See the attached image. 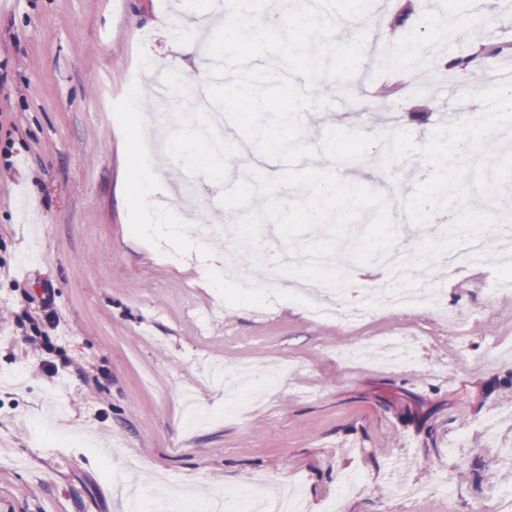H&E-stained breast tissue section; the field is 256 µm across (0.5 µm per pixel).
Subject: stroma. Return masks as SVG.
<instances>
[{"label":"stroma","instance_id":"obj_1","mask_svg":"<svg viewBox=\"0 0 512 512\" xmlns=\"http://www.w3.org/2000/svg\"><path fill=\"white\" fill-rule=\"evenodd\" d=\"M411 6V36L393 23ZM210 0H0V512H123L116 481L137 485L141 512H184V496L274 494L293 484L304 512H502L503 455L512 451V288L491 292L512 251L496 262L425 272L458 324L424 308L373 311L353 325L313 318L302 304L240 296L213 273L144 232L138 156L125 148L132 99L170 147L164 179L177 190L204 148L158 109L155 60L193 46ZM512 0H483L474 23L465 0H371L367 18L341 21L335 39L379 28L345 83L320 79L336 111L302 114L303 141L320 146L333 126L376 136L359 160L319 154L302 167L334 169L383 194L422 179L404 161L381 166V135L397 130L425 145L438 126L479 117L473 94L491 69L457 72L442 62L482 42H512L502 19ZM185 67H165L171 84ZM224 125V164L207 196L184 206L197 224H232L221 202L251 172L275 177L283 162L262 156ZM408 338L417 361L382 364L374 340ZM287 368L282 384L243 409L224 408L211 373L228 366ZM212 418L189 426L182 394ZM499 425L496 447L483 430ZM430 497L411 503L398 485Z\"/></svg>","mask_w":512,"mask_h":512}]
</instances>
